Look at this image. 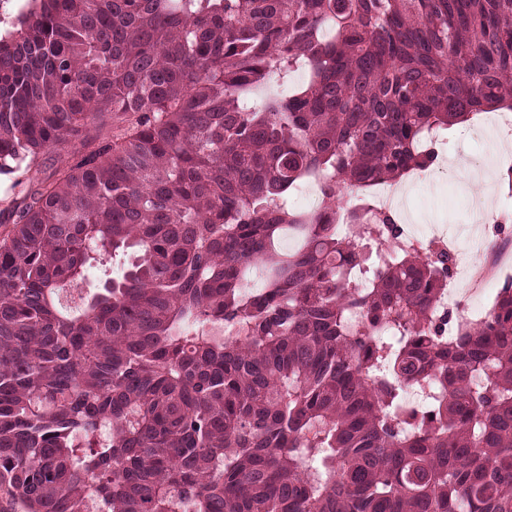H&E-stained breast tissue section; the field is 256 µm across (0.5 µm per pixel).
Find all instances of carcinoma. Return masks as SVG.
<instances>
[{
  "instance_id": "carcinoma-1",
  "label": "carcinoma",
  "mask_w": 512,
  "mask_h": 512,
  "mask_svg": "<svg viewBox=\"0 0 512 512\" xmlns=\"http://www.w3.org/2000/svg\"><path fill=\"white\" fill-rule=\"evenodd\" d=\"M506 77L512 0H30L0 33V512H512V281L439 312L454 258L348 204Z\"/></svg>"
}]
</instances>
